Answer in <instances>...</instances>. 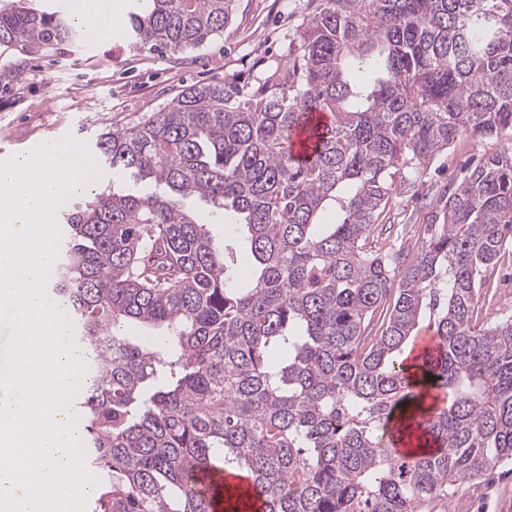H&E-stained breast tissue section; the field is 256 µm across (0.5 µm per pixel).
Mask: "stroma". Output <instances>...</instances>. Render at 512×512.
<instances>
[{"mask_svg": "<svg viewBox=\"0 0 512 512\" xmlns=\"http://www.w3.org/2000/svg\"><path fill=\"white\" fill-rule=\"evenodd\" d=\"M306 13V0H235L222 33L204 47L175 57L132 48L120 33L98 42L91 52L69 44L22 56L18 60L27 82L0 89V149L23 153L34 143L68 135L90 146L105 130L135 127L189 85L228 80L252 87L262 73L291 58ZM510 144L508 129L485 140L460 137L414 187L397 191L389 225L373 231L374 243L413 254L449 182ZM184 205L209 225L215 238L232 247L235 266L245 269L250 261L245 226L211 223L210 207L202 201L189 198ZM495 270L494 288L478 303L484 323L512 308V265L502 262ZM463 487L467 497L451 508L439 505L435 512H512V463Z\"/></svg>", "mask_w": 512, "mask_h": 512, "instance_id": "35a3bbf8", "label": "stroma"}]
</instances>
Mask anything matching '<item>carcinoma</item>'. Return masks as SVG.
I'll return each instance as SVG.
<instances>
[{
  "mask_svg": "<svg viewBox=\"0 0 512 512\" xmlns=\"http://www.w3.org/2000/svg\"><path fill=\"white\" fill-rule=\"evenodd\" d=\"M233 0H143L133 45L173 55L224 31ZM296 54L257 87L192 85L96 159L117 177L58 213L50 284L92 358L74 409L101 512H419L512 460V312L474 319L512 246V146L432 215L411 258L369 242L395 190L468 133L512 129V0H311ZM78 30L60 11L0 8V56ZM327 122L311 125L312 115ZM311 127L313 154L291 135ZM246 224L244 281L184 208ZM326 207L336 223L319 224ZM425 331L437 349L405 351ZM427 452L393 448L407 430ZM224 483L236 485L243 490L249 488V481L244 476L224 474V472L221 470L210 472L204 480V484L210 489L211 493H220L217 498L216 507L214 509L215 512L223 511L222 490L224 488Z\"/></svg>",
  "mask_w": 512,
  "mask_h": 512,
  "instance_id": "1",
  "label": "carcinoma"
}]
</instances>
